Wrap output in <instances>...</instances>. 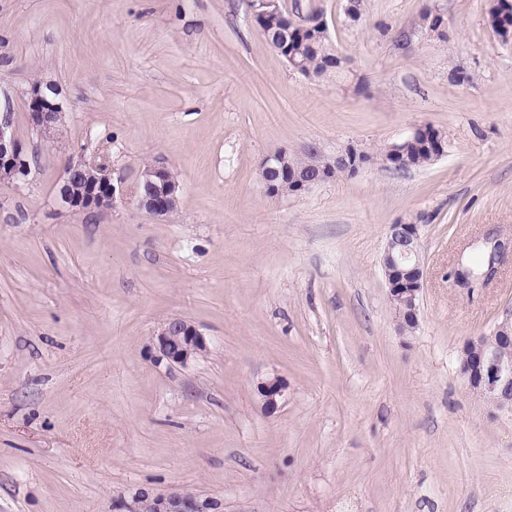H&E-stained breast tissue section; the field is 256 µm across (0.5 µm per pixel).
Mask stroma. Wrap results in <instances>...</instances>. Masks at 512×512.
<instances>
[{
    "mask_svg": "<svg viewBox=\"0 0 512 512\" xmlns=\"http://www.w3.org/2000/svg\"><path fill=\"white\" fill-rule=\"evenodd\" d=\"M281 4L323 16L346 78L294 71L250 0H0V113L30 162L0 181V512L180 488L222 512H512V416L459 373L464 341L512 310V250L479 293L448 277L486 233L512 241V42L488 0H363L356 25L346 0ZM427 6L445 38L419 30ZM36 86L63 106L46 135ZM424 123L447 143L425 167L265 193L275 149H377ZM102 150L112 206L63 207L66 165ZM147 163L178 176L168 217L134 200ZM419 217L405 335L381 259L390 225ZM173 317L204 358L159 359ZM262 400V408L266 414H274L285 395V384L278 377L268 378L257 385Z\"/></svg>",
    "mask_w": 512,
    "mask_h": 512,
    "instance_id": "35a3bbf8",
    "label": "stroma"
}]
</instances>
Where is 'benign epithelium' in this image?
Listing matches in <instances>:
<instances>
[{
	"instance_id": "obj_1",
	"label": "benign epithelium",
	"mask_w": 512,
	"mask_h": 512,
	"mask_svg": "<svg viewBox=\"0 0 512 512\" xmlns=\"http://www.w3.org/2000/svg\"><path fill=\"white\" fill-rule=\"evenodd\" d=\"M447 18L440 12L433 13L421 21V28L429 34L445 31ZM29 112L33 124L46 133L54 130L62 116V106L56 99L40 89L33 91L29 100ZM410 145L426 148L440 158L444 155V134L428 124L415 126L403 138ZM18 139L11 128L10 116H0V180L19 181L30 173L28 162L17 151ZM311 161L305 167H288L286 180L278 177L285 166L282 157H267L262 179L265 191L270 196L283 193L284 189L308 192L313 187L329 180V176L340 168L346 172H359L377 164L399 165L402 153L399 144L387 146L381 160H376L371 151L358 144H348L332 155H324L310 149ZM83 160L70 163L58 183L57 194L61 202L71 211L81 213L102 209L112 205L116 187L107 174H102L97 183L80 195L69 192L72 180L81 175ZM168 168L153 164L140 171L135 197L138 205L147 213L163 218L172 213L178 202L179 187L170 182ZM388 301L396 321L409 319L419 324V295L424 286L425 269L422 257L420 225L400 223L390 225L386 247L382 257ZM498 343L490 346L484 337L468 339L464 346L468 356L459 365V371L469 390L485 400L496 412L512 414V353L502 352L501 346L512 347V311H507L495 327ZM155 344L159 356L175 365H187L204 356L208 340L190 321L173 318L167 321L156 334ZM265 413L271 415L279 407L285 395V384L278 377L268 378L257 385ZM149 512H219L220 504L211 499L178 489L167 494L149 498Z\"/></svg>"
}]
</instances>
